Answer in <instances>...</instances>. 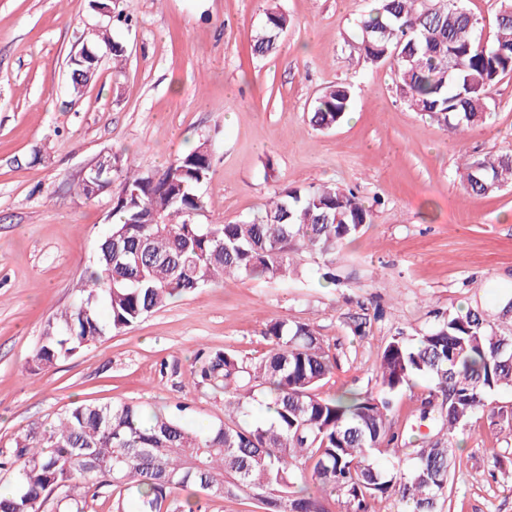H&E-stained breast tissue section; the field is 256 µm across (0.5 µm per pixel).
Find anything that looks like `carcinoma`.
I'll return each mask as SVG.
<instances>
[{
    "label": "carcinoma",
    "mask_w": 512,
    "mask_h": 512,
    "mask_svg": "<svg viewBox=\"0 0 512 512\" xmlns=\"http://www.w3.org/2000/svg\"><path fill=\"white\" fill-rule=\"evenodd\" d=\"M478 21L452 0H376L360 20V43L370 61L394 63L399 93L413 111L459 133L483 122L493 87L512 73V0H502L492 42L474 37ZM290 24L278 8L267 9L254 52L273 51ZM94 36L121 64L124 47L111 29ZM351 99L349 86L328 87L310 123L336 127ZM105 157L121 179L114 221L79 300L48 324L33 371L205 286L285 278L302 252L331 263L370 221L353 192L321 185L275 193L251 221L199 224L206 208L199 188L212 167L206 143L151 175L115 153ZM458 170L476 196L512 186L508 153L465 157ZM263 334L270 342L265 354L215 350L194 371L197 385L224 394V420L205 430L133 402L75 403L17 435L0 448V472L17 486L14 497L0 499V512H90L104 495L112 512H201L200 495L243 496L266 512H331L339 496L347 512H377L379 501L396 495L410 512H437L455 467L453 441L490 395L512 390V329L479 309L450 313L412 339L392 337L373 369L374 393H317L336 359L311 325L271 319ZM420 379L429 386L419 421L437 425L441 438L409 453L390 413ZM256 404L272 420L252 418ZM185 490L190 494L178 498Z\"/></svg>",
    "instance_id": "carcinoma-1"
}]
</instances>
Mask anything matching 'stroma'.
<instances>
[{"label":"stroma","instance_id":"35a3bbf8","mask_svg":"<svg viewBox=\"0 0 512 512\" xmlns=\"http://www.w3.org/2000/svg\"><path fill=\"white\" fill-rule=\"evenodd\" d=\"M292 21L275 52L253 39L270 6ZM132 18L115 30L120 68L99 46L90 85L74 94L67 59L109 17L90 0H0V447L76 401L188 405L193 423L224 418V398L196 387L212 349L265 353L271 319L314 326L336 358L321 396L374 391L373 369L397 331L418 335L437 313L495 310L512 298V187L466 193L460 156L512 151V73L492 91L485 124L457 136L411 111L391 62L368 61L360 17L373 0H112ZM351 87L333 129L308 114L327 87ZM212 149L202 224L253 219L283 188L333 183L371 222L333 264L305 254L288 279L239 278L176 299L128 330L27 372L48 321L80 296L112 196L70 191L106 152L160 172L201 140ZM335 274V282L322 273ZM364 334H356L358 322ZM426 381L397 401L392 422L420 445L435 434L416 414ZM451 512H512V391L460 436ZM504 458L493 469L494 455Z\"/></svg>","mask_w":512,"mask_h":512}]
</instances>
